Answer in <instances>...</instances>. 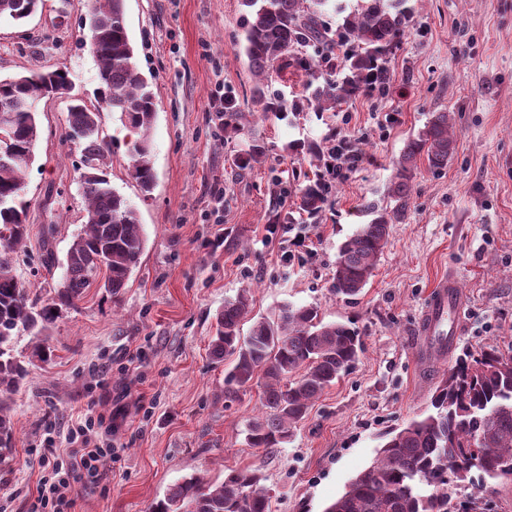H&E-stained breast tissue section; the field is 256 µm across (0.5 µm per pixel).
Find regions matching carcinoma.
<instances>
[{"mask_svg":"<svg viewBox=\"0 0 512 512\" xmlns=\"http://www.w3.org/2000/svg\"><path fill=\"white\" fill-rule=\"evenodd\" d=\"M39 0H0V19L22 23L38 9ZM409 0H357L350 7L336 0H243V50L258 79L253 102L265 114L287 109L278 95L266 96L279 71L295 66L310 77L307 108L330 110L363 92L385 93L392 79L390 56L405 38ZM334 11L340 21L328 26ZM85 25L95 57L100 98L138 135L130 149L131 176L142 192L152 190L155 173L148 133L156 112L149 83L134 56L123 0H92ZM326 54L344 48L343 76L325 77L306 47ZM62 69L32 71L0 79V134L10 145L0 148V458L13 447V428L4 395L17 390L29 375L13 354L19 330L35 339V356L47 357L46 336L62 310L76 305L85 289L104 279L105 292L118 298L137 266L145 236L137 210L116 192L106 168L112 151L99 139L100 109L73 94ZM71 99L68 137L82 147L87 172L82 176L84 227L66 253L65 272L54 295L40 302L30 298L16 274L14 253L28 235L25 174L38 139L37 113L28 105L44 98ZM246 115L229 99L224 125L238 126ZM455 134L449 112H433L426 125L410 137L396 164L388 188L394 205H364L371 220L358 227L339 247L333 272V292L354 299L374 276L378 257L389 236V225L405 220L412 195L417 160L441 171L453 154ZM329 192L318 180L297 188L301 210H322ZM251 304L241 290L224 302L216 317L211 354L218 361L233 357L224 382L240 390L261 388L263 411L248 424L253 448H280L307 415L312 403L359 360L362 338L343 322L325 323L314 306L285 305L277 318L254 322L241 337L239 325ZM512 345H486L456 359L443 370L431 399V410L388 435L377 458L354 477L324 512H448V468L457 471L456 484L473 492L459 503V512H494L487 498V481H512ZM150 512H269V496L256 469L228 474L219 483L195 476L173 485L150 506Z\"/></svg>","mask_w":512,"mask_h":512,"instance_id":"carcinoma-1","label":"carcinoma"}]
</instances>
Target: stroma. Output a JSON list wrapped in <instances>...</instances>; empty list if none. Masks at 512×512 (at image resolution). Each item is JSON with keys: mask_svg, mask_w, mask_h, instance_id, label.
<instances>
[{"mask_svg": "<svg viewBox=\"0 0 512 512\" xmlns=\"http://www.w3.org/2000/svg\"><path fill=\"white\" fill-rule=\"evenodd\" d=\"M409 31L390 59L385 94H359L333 112L263 114L256 78L239 52L241 0H124L141 73L155 96L149 133L156 175L143 194L130 175L134 134L101 112L112 150V186L137 210L146 236L120 299L87 288L47 332V360L34 339L13 348L30 374L8 406L14 448L0 461V512H29L43 480L70 470L71 431L93 419L111 449L98 477L74 473L70 512H149L190 476L222 481L258 469L269 512H324L375 459L386 433L422 415L451 358L434 362L418 334L429 291L454 277L464 298L455 353L512 341V0H410ZM88 0H42L21 24L0 20V78L60 68L96 103L98 65L85 43ZM250 115L224 125L217 90ZM455 117V148L437 173L419 162L410 209L391 225L373 278L354 301L337 298L339 245L364 223L363 203L387 204L394 162L431 113ZM68 102L42 100L25 200L30 234L15 255L30 296H52L82 228L81 152L69 141ZM365 156L332 180L317 217L294 189L310 173L303 147L338 139ZM261 162L241 166L252 145ZM287 233L268 235L278 218ZM254 319L285 305L317 306L363 339L357 365L314 401L283 447L246 440L262 412L261 390L227 391L230 361L209 350L215 315L242 289ZM71 471V470H70Z\"/></svg>", "mask_w": 512, "mask_h": 512, "instance_id": "obj_1", "label": "stroma"}]
</instances>
